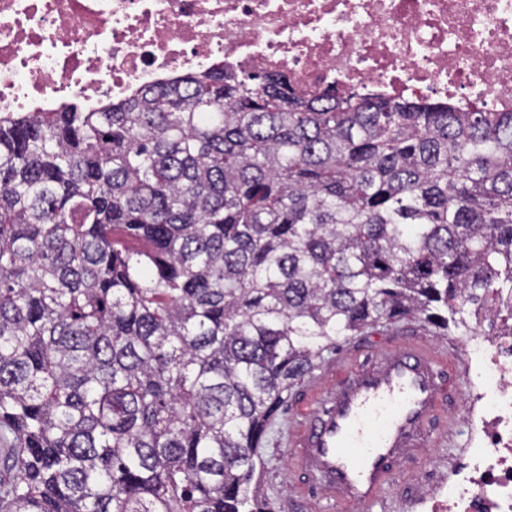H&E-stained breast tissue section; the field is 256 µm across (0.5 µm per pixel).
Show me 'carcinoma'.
Here are the masks:
<instances>
[{
	"mask_svg": "<svg viewBox=\"0 0 512 512\" xmlns=\"http://www.w3.org/2000/svg\"><path fill=\"white\" fill-rule=\"evenodd\" d=\"M409 317L512 335V111L221 71L0 117V512H273L283 394Z\"/></svg>",
	"mask_w": 512,
	"mask_h": 512,
	"instance_id": "cac0c4a2",
	"label": "carcinoma"
}]
</instances>
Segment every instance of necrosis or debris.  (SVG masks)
Masks as SVG:
<instances>
[{"label": "necrosis or debris", "instance_id": "1", "mask_svg": "<svg viewBox=\"0 0 512 512\" xmlns=\"http://www.w3.org/2000/svg\"><path fill=\"white\" fill-rule=\"evenodd\" d=\"M224 69L512 109V0H0V115ZM477 431L432 512H512V336L466 346Z\"/></svg>", "mask_w": 512, "mask_h": 512}]
</instances>
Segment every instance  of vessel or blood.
<instances>
[{
	"mask_svg": "<svg viewBox=\"0 0 512 512\" xmlns=\"http://www.w3.org/2000/svg\"><path fill=\"white\" fill-rule=\"evenodd\" d=\"M340 378L310 377L309 409L289 431L293 464L308 473L311 503L375 504L393 484L394 462L413 448L446 404L450 371L418 342H398L372 363L342 359Z\"/></svg>",
	"mask_w": 512,
	"mask_h": 512,
	"instance_id": "b4317fda",
	"label": "vessel or blood"
}]
</instances>
